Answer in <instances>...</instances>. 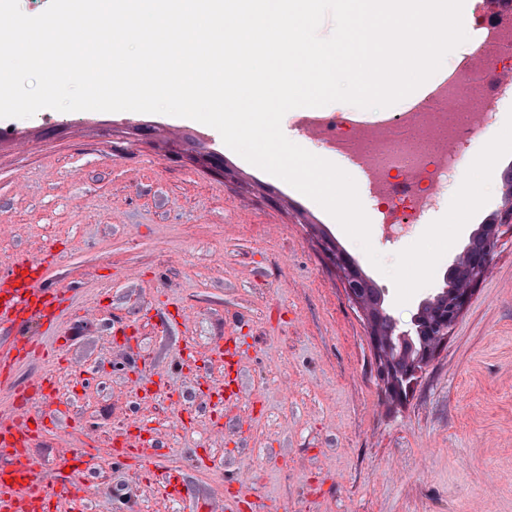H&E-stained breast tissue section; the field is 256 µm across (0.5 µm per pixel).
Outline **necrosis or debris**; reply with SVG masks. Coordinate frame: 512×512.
<instances>
[{"mask_svg":"<svg viewBox=\"0 0 512 512\" xmlns=\"http://www.w3.org/2000/svg\"><path fill=\"white\" fill-rule=\"evenodd\" d=\"M478 95L479 86L475 81L452 74L448 77V98L455 104V111L399 112L385 121L350 127L341 126L335 117L328 116L316 121L312 137L331 145L344 142L358 154L368 157L385 181H393L398 173L411 177V193L395 202L384 201L383 207L390 224H412L433 200L430 183L446 184L457 163L460 144L476 138L477 133L467 123L464 110ZM417 125L433 134L432 149L420 148L418 141L409 136V128Z\"/></svg>","mask_w":512,"mask_h":512,"instance_id":"1","label":"necrosis or debris"}]
</instances>
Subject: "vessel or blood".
<instances>
[{
  "mask_svg": "<svg viewBox=\"0 0 512 512\" xmlns=\"http://www.w3.org/2000/svg\"><path fill=\"white\" fill-rule=\"evenodd\" d=\"M512 42V0H497L481 28L478 52L468 66V73L484 76L485 98H494L498 89L512 85L511 70H497L493 58ZM409 112H444L448 109V74L436 72L427 82L405 99ZM333 154L351 161L361 172L369 190L384 193L396 201L410 193L412 180L402 177L395 185L379 183L370 161L344 146L337 145ZM494 172L502 181L499 202L484 205L475 215L477 223L495 224L512 199V155L503 157ZM53 261L52 252L37 258H22L0 269V324L17 330L15 342L0 347V386L10 389V400L0 405V453L9 465L0 470V512H86V497L80 494L77 480L98 459L97 451L71 447L61 442L59 467L46 471L41 482H34L36 463L29 448L49 428L40 405L54 398L59 389L55 368L63 364L60 349L49 346L42 334L31 331L34 323L53 324L58 312L70 301V288L49 285L46 270ZM214 360L224 366V397L233 399L241 392L240 366L246 355L235 339L211 349ZM50 362L51 367L32 374L20 385L12 377L18 365L27 362ZM137 422L114 430L109 455L112 459L133 463L147 472L153 482L163 487L171 501L192 503L193 496L178 468L160 463L149 442L132 439Z\"/></svg>",
  "mask_w": 512,
  "mask_h": 512,
  "instance_id": "1",
  "label": "vessel or blood"
}]
</instances>
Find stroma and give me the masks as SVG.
<instances>
[{
    "label": "stroma",
    "mask_w": 512,
    "mask_h": 512,
    "mask_svg": "<svg viewBox=\"0 0 512 512\" xmlns=\"http://www.w3.org/2000/svg\"><path fill=\"white\" fill-rule=\"evenodd\" d=\"M197 121L132 111L0 118V267L52 249L75 285L47 332L67 366L58 438L110 444L132 410L200 501L245 487L274 512H512V227L425 373L392 395L370 328L323 242L339 245L410 328L396 289L325 210ZM96 315L83 314L86 304ZM239 337L244 394L216 411L218 363L183 356ZM220 416L224 440L205 433ZM146 472L103 459L89 512H190Z\"/></svg>",
    "instance_id": "35a3bbf8"
}]
</instances>
